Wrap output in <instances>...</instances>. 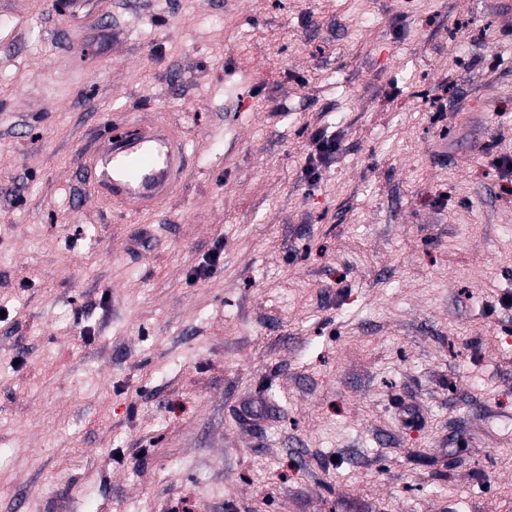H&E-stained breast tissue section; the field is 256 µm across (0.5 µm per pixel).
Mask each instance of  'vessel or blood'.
<instances>
[{"label": "vessel or blood", "instance_id": "b4317fda", "mask_svg": "<svg viewBox=\"0 0 512 512\" xmlns=\"http://www.w3.org/2000/svg\"><path fill=\"white\" fill-rule=\"evenodd\" d=\"M98 0H60L59 15L72 21L91 13ZM90 197L125 212H152L167 204L194 171L193 157L159 114L133 121L118 139H105L84 155Z\"/></svg>", "mask_w": 512, "mask_h": 512}]
</instances>
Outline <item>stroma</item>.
Masks as SVG:
<instances>
[{
	"mask_svg": "<svg viewBox=\"0 0 512 512\" xmlns=\"http://www.w3.org/2000/svg\"><path fill=\"white\" fill-rule=\"evenodd\" d=\"M55 2L0 0V512H512L496 0ZM142 110L195 173L126 216ZM99 0H61L59 2V16L63 20H79L81 13L89 15ZM122 127L86 151L88 195L125 212H153L167 204L194 171L193 156L159 113ZM118 137L121 140H118ZM313 150L306 161V171L311 178H315L319 167L327 163L336 154L338 144L334 135L329 136L318 132L312 136Z\"/></svg>",
	"mask_w": 512,
	"mask_h": 512,
	"instance_id": "obj_1",
	"label": "stroma"
}]
</instances>
